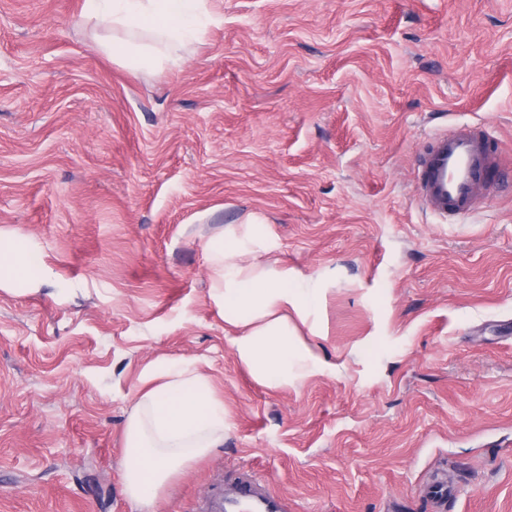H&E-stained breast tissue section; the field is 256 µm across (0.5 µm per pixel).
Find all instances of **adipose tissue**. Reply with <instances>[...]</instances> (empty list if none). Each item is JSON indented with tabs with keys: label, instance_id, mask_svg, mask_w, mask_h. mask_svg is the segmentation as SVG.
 Returning a JSON list of instances; mask_svg holds the SVG:
<instances>
[{
	"label": "adipose tissue",
	"instance_id": "adipose-tissue-1",
	"mask_svg": "<svg viewBox=\"0 0 512 512\" xmlns=\"http://www.w3.org/2000/svg\"><path fill=\"white\" fill-rule=\"evenodd\" d=\"M82 11L119 31L103 50L132 68L177 64L178 49L200 39L212 22L206 0H83ZM241 250L229 236L213 249L224 321L235 330L230 345L239 361L271 389L324 373L327 361L297 338L290 322L314 316L324 288L285 267L240 264ZM44 275L23 239L0 245V278L35 286ZM143 379L148 387L138 392L124 430L123 486L130 501L147 506L180 467L223 444L228 418L210 379L198 370L172 364L145 370Z\"/></svg>",
	"mask_w": 512,
	"mask_h": 512
}]
</instances>
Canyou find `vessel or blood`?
Returning a JSON list of instances; mask_svg holds the SVG:
<instances>
[{"label":"vessel or blood","mask_w":512,"mask_h":512,"mask_svg":"<svg viewBox=\"0 0 512 512\" xmlns=\"http://www.w3.org/2000/svg\"><path fill=\"white\" fill-rule=\"evenodd\" d=\"M487 141L466 125L435 138L418 167L416 198L440 216H465L489 187L495 171ZM208 512H287L284 501L251 473L241 474L230 491L218 490L208 500Z\"/></svg>","instance_id":"obj_1"}]
</instances>
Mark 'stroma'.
Returning a JSON list of instances; mask_svg holds the SVG:
<instances>
[{
    "mask_svg": "<svg viewBox=\"0 0 512 512\" xmlns=\"http://www.w3.org/2000/svg\"><path fill=\"white\" fill-rule=\"evenodd\" d=\"M83 0H0V512H140L123 434L143 372L199 368L224 442L148 512L250 471L288 512H512V0H208L177 68L133 69ZM500 145L475 214L415 198L430 134ZM258 227H251V220ZM328 289L295 387L238 361L212 249ZM39 257L32 253L22 238H14L9 244L0 245V287L2 277H16L37 286L45 275Z\"/></svg>",
    "mask_w": 512,
    "mask_h": 512,
    "instance_id": "1",
    "label": "stroma"
}]
</instances>
